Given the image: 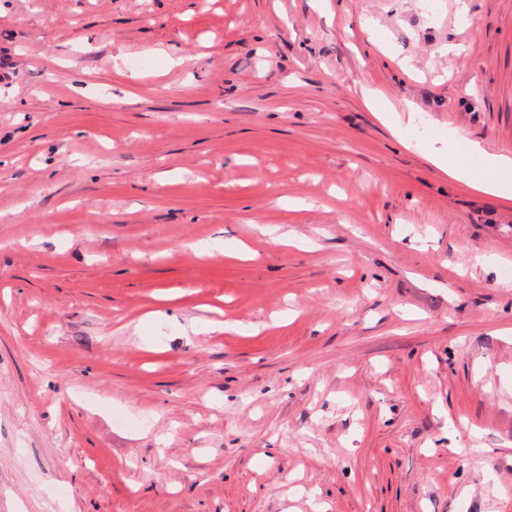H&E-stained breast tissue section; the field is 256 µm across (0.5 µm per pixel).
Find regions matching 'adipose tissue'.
Segmentation results:
<instances>
[{
  "label": "adipose tissue",
  "mask_w": 512,
  "mask_h": 512,
  "mask_svg": "<svg viewBox=\"0 0 512 512\" xmlns=\"http://www.w3.org/2000/svg\"><path fill=\"white\" fill-rule=\"evenodd\" d=\"M448 140L458 150L455 162H448L442 149H435L429 156L432 164L450 178L463 181L469 188L493 194L505 199H512V157L496 154H482L478 143L471 140L465 131L452 129ZM482 155L481 169H470L466 159L472 155Z\"/></svg>",
  "instance_id": "ef3b65f1"
}]
</instances>
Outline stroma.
I'll use <instances>...</instances> for the list:
<instances>
[{"instance_id":"obj_1","label":"stroma","mask_w":512,"mask_h":512,"mask_svg":"<svg viewBox=\"0 0 512 512\" xmlns=\"http://www.w3.org/2000/svg\"><path fill=\"white\" fill-rule=\"evenodd\" d=\"M454 128L512 155V0H0V512H512Z\"/></svg>"}]
</instances>
